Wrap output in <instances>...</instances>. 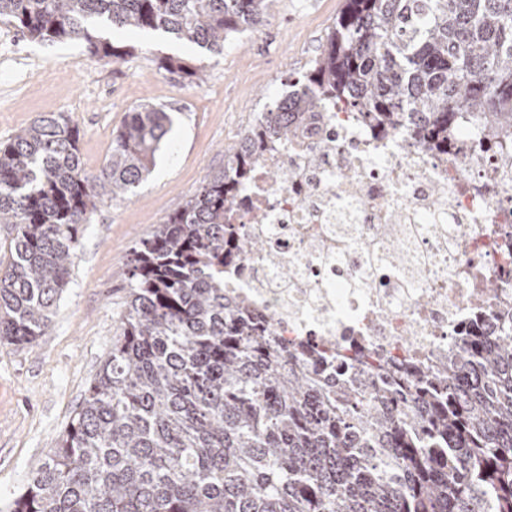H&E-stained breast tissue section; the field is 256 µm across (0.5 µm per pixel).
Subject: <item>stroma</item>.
Here are the masks:
<instances>
[{
    "mask_svg": "<svg viewBox=\"0 0 512 512\" xmlns=\"http://www.w3.org/2000/svg\"><path fill=\"white\" fill-rule=\"evenodd\" d=\"M344 0H271L262 26L230 36L214 56L161 31H110L135 52L106 63L80 39L38 42L0 23V142L53 112L79 129L86 174H99L112 136L140 105L170 112L173 124L151 173L127 200L105 202L84 225L72 280L45 335L0 341V512L57 446L112 350L127 296L132 248L224 167V150L286 95L317 56ZM165 56L203 67L201 86L159 70Z\"/></svg>",
    "mask_w": 512,
    "mask_h": 512,
    "instance_id": "35a3bbf8",
    "label": "stroma"
}]
</instances>
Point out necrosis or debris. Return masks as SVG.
<instances>
[{
    "instance_id": "4bbe7bcc",
    "label": "necrosis or debris",
    "mask_w": 512,
    "mask_h": 512,
    "mask_svg": "<svg viewBox=\"0 0 512 512\" xmlns=\"http://www.w3.org/2000/svg\"><path fill=\"white\" fill-rule=\"evenodd\" d=\"M295 124L294 140L259 149L230 221L265 238L296 278L281 281L261 257L236 261L224 268L228 295L276 319L282 343L368 362L445 363L474 319L498 333L512 312V135L489 139L462 117L448 150L428 152L406 129L374 133L332 101ZM272 168L286 180L269 181ZM386 224L404 245L397 263ZM361 277L376 288L352 287Z\"/></svg>"
}]
</instances>
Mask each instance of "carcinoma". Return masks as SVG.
<instances>
[{"label": "carcinoma", "instance_id": "carcinoma-1", "mask_svg": "<svg viewBox=\"0 0 512 512\" xmlns=\"http://www.w3.org/2000/svg\"><path fill=\"white\" fill-rule=\"evenodd\" d=\"M269 0H0V22L39 41L82 39L91 56L132 53L96 25L161 30L214 56L260 24ZM158 68L200 85L199 66ZM299 88L260 114L224 170L144 239L112 352L58 447L8 512H512V320L460 336L448 364L408 375L336 361L276 339L226 297L224 264L267 253L225 222L263 137L289 140L299 112L343 100L374 129L412 128L448 148L467 112L512 131V0H345ZM168 113L142 105L97 175L62 114L0 142V340L45 334L69 284L80 228L149 174Z\"/></svg>", "mask_w": 512, "mask_h": 512}]
</instances>
